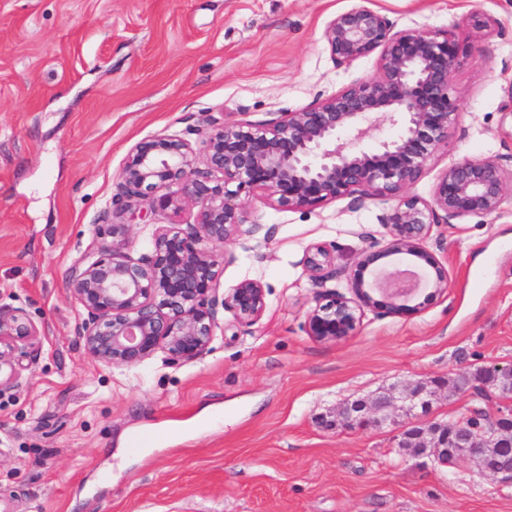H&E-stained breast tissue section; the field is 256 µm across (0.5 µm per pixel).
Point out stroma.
I'll return each mask as SVG.
<instances>
[{"label": "stroma", "mask_w": 512, "mask_h": 512, "mask_svg": "<svg viewBox=\"0 0 512 512\" xmlns=\"http://www.w3.org/2000/svg\"><path fill=\"white\" fill-rule=\"evenodd\" d=\"M355 0H0V306L43 331L19 387L0 393V512H512V486L470 463L397 448L394 428H326L344 400L512 362V203L432 226L450 288L418 312H366L354 336L305 329L301 259L326 246L354 267L392 200L288 210L249 198L267 247L223 249L221 289L266 288L251 326L218 314L214 350L178 367L90 358L65 285L101 246L118 173L138 142L196 143L230 119L260 123L370 77L337 64L327 23ZM395 29L453 31L458 120L415 187L430 198L461 157L512 165L499 133L512 86V0H370ZM476 12L486 30L459 26Z\"/></svg>", "instance_id": "obj_1"}]
</instances>
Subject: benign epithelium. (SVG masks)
I'll return each mask as SVG.
<instances>
[{"mask_svg": "<svg viewBox=\"0 0 512 512\" xmlns=\"http://www.w3.org/2000/svg\"><path fill=\"white\" fill-rule=\"evenodd\" d=\"M368 0L336 14L323 38L335 62L377 55V73L334 95L265 124L222 122L194 146L176 135L136 143L118 174L121 193L112 198L119 221L96 234L111 242L83 254L66 283L81 317L78 336L94 360L117 368L141 366L162 356L168 366L196 362L212 352L218 308L250 326L266 308L264 284L245 279L220 292L217 257L230 241L256 239L260 224L248 220L250 197L260 192L280 208L312 209L356 196L395 201L382 220V239L359 252L355 268L339 271L323 245L309 246L302 263L310 272L314 306L305 322L308 335L340 341L355 334L366 311L390 316L419 311L447 293L448 269L426 248L432 225L467 217H498L512 199V167L494 157H464L439 175L432 196L414 187L429 161L448 148L459 97L454 74L463 53L449 31H396ZM398 129L391 139L365 146L371 133ZM178 215L197 209L192 224H160L149 239L150 254L133 260L125 215L143 207ZM344 276L347 292L319 288ZM429 292L415 302L418 289ZM382 299L375 298V295ZM41 331L19 308L0 306V392L18 385L20 358L39 346ZM512 376V364H491L474 376L473 395L496 399L490 417L472 407L454 420H429L441 381L417 382L374 404L356 399L337 409L348 430L396 424L395 414L415 417L401 430L397 447L414 434L442 466L471 461L489 448L512 449V391H488L489 379ZM484 473L512 485V460L495 461Z\"/></svg>", "mask_w": 512, "mask_h": 512, "instance_id": "7a95c632", "label": "benign epithelium"}]
</instances>
